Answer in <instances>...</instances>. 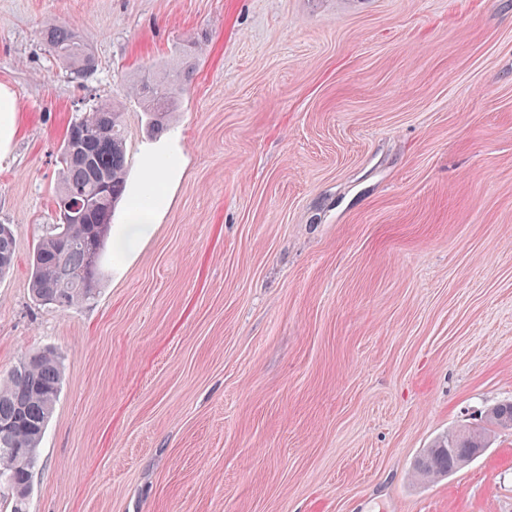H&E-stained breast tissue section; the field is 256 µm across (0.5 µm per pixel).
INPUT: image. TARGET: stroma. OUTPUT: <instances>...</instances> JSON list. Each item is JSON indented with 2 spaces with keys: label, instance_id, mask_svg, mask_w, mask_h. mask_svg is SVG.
I'll list each match as a JSON object with an SVG mask.
<instances>
[{
  "label": "stroma",
  "instance_id": "35a3bbf8",
  "mask_svg": "<svg viewBox=\"0 0 512 512\" xmlns=\"http://www.w3.org/2000/svg\"><path fill=\"white\" fill-rule=\"evenodd\" d=\"M96 61L80 78L43 30ZM203 50L166 128L128 82ZM0 380L62 364L28 512H512V429L439 481L441 433L512 401V0H0ZM121 100L127 194L96 298L28 291L56 155ZM44 40L55 56L68 65L73 73L88 75L93 72L95 59L81 43L77 32L67 25H56L46 29ZM0 148L19 130L20 107L12 90L0 84ZM152 209L138 211L127 224L123 235L116 240L113 248L121 252L135 251L141 241L150 233L152 224ZM14 234L7 224H0V278L9 273L15 264Z\"/></svg>",
  "mask_w": 512,
  "mask_h": 512
}]
</instances>
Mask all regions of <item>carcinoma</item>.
<instances>
[{"label":"carcinoma","mask_w":512,"mask_h":512,"mask_svg":"<svg viewBox=\"0 0 512 512\" xmlns=\"http://www.w3.org/2000/svg\"><path fill=\"white\" fill-rule=\"evenodd\" d=\"M44 40L55 56L78 75L93 72L95 59L67 25L46 29ZM198 44L182 47L181 66L149 70L137 77L133 90L151 123L160 127L173 107L175 94L193 61ZM119 105L95 104L67 127L58 156L62 180L54 204L72 210L55 212V224L33 250L29 288L33 298L59 310L93 299L98 290V257L115 205L126 190L127 159ZM14 234L0 224V277L15 264ZM62 384L60 365L50 352L20 358L8 381L0 382V486L11 489L12 512H27V499L38 449L54 414ZM491 424L512 428V401L493 407ZM491 430L471 427L439 436L416 459L414 469L433 480L474 460L475 449L490 447Z\"/></svg>","instance_id":"carcinoma-1"}]
</instances>
